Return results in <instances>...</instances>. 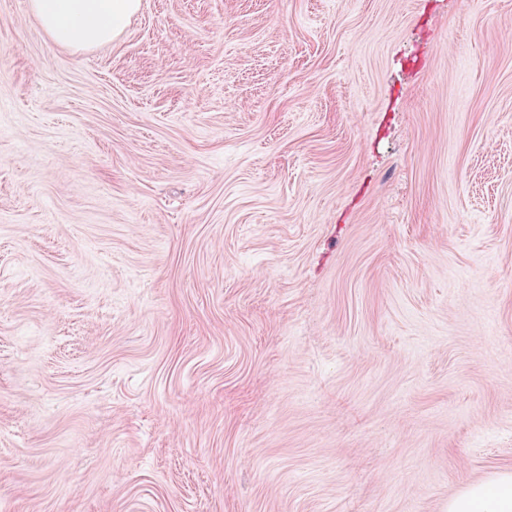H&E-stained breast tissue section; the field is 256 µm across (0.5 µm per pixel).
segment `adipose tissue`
Returning a JSON list of instances; mask_svg holds the SVG:
<instances>
[{
    "mask_svg": "<svg viewBox=\"0 0 512 512\" xmlns=\"http://www.w3.org/2000/svg\"><path fill=\"white\" fill-rule=\"evenodd\" d=\"M140 6L141 0H30L49 37L74 50L112 42ZM448 512H512V470L466 484L449 498Z\"/></svg>",
    "mask_w": 512,
    "mask_h": 512,
    "instance_id": "ef3b65f1",
    "label": "adipose tissue"
}]
</instances>
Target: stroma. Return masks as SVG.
Instances as JSON below:
<instances>
[{"label": "stroma", "instance_id": "stroma-1", "mask_svg": "<svg viewBox=\"0 0 512 512\" xmlns=\"http://www.w3.org/2000/svg\"><path fill=\"white\" fill-rule=\"evenodd\" d=\"M512 469V0H0V512H446ZM29 3L49 37L74 50L112 42L141 6L140 0H31Z\"/></svg>", "mask_w": 512, "mask_h": 512}]
</instances>
